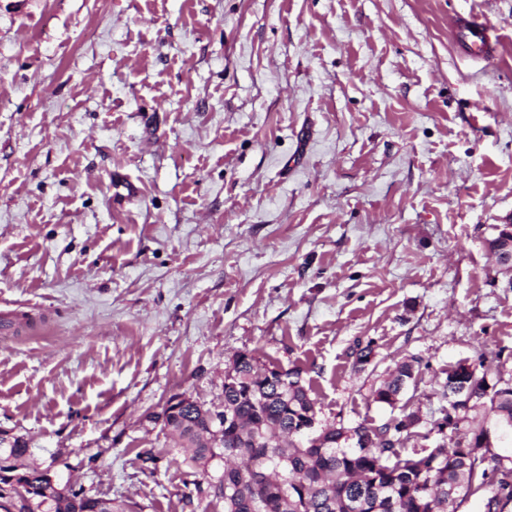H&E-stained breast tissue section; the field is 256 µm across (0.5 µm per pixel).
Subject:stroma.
Here are the masks:
<instances>
[{
	"instance_id": "35a3bbf8",
	"label": "stroma",
	"mask_w": 512,
	"mask_h": 512,
	"mask_svg": "<svg viewBox=\"0 0 512 512\" xmlns=\"http://www.w3.org/2000/svg\"><path fill=\"white\" fill-rule=\"evenodd\" d=\"M511 221L512 0H0V432L134 512H224L144 416L244 350L436 448L449 366L512 371ZM461 30L465 32V41L469 51L485 60L490 57L492 50L499 45L500 36L487 20L469 19ZM413 362L419 364V361L412 360L411 362L403 361L396 365L395 374L392 378L373 392L375 402L391 405L397 400L410 381L414 379L415 365Z\"/></svg>"
}]
</instances>
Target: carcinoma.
Returning a JSON list of instances; mask_svg holds the SVG:
<instances>
[{
  "label": "carcinoma",
  "mask_w": 512,
  "mask_h": 512,
  "mask_svg": "<svg viewBox=\"0 0 512 512\" xmlns=\"http://www.w3.org/2000/svg\"><path fill=\"white\" fill-rule=\"evenodd\" d=\"M481 370L459 363L448 377L465 372L475 398L456 401L436 424L447 427L450 446L424 455H401L395 436L411 434L419 419L407 414L394 425L364 423L321 427L313 439L294 430L317 418L311 388L298 367L270 369L254 350L237 353L224 374V406L233 420L217 433L190 404L173 413H148L147 422L175 436L185 461L206 477L216 454L224 452V487L208 495L224 502V512H457L467 500L512 512V463L499 467V454L483 446L481 413L512 421V378L503 377L501 354L485 352ZM415 365L403 361L392 378L373 392L378 403L393 404L414 379ZM494 390L486 392V379ZM355 439L358 448L342 443ZM26 441L13 437L0 454V512H124L112 498L68 485L41 492V467L27 462ZM291 462L284 468L278 458ZM262 470L264 479L252 480Z\"/></svg>",
  "instance_id": "1"
}]
</instances>
